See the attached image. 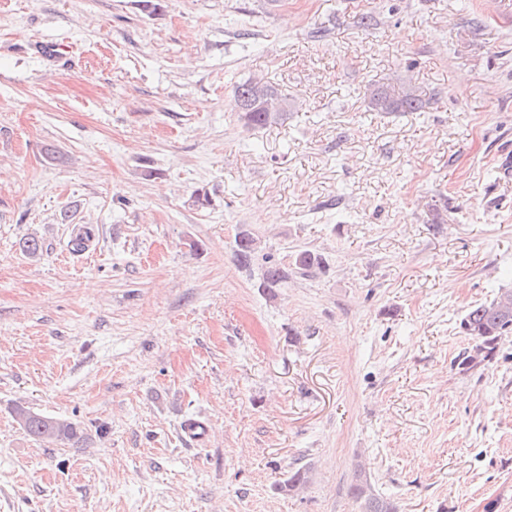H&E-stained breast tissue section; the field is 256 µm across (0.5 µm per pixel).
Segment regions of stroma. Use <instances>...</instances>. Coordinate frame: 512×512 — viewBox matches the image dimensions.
I'll return each instance as SVG.
<instances>
[{
  "label": "stroma",
  "mask_w": 512,
  "mask_h": 512,
  "mask_svg": "<svg viewBox=\"0 0 512 512\" xmlns=\"http://www.w3.org/2000/svg\"><path fill=\"white\" fill-rule=\"evenodd\" d=\"M154 2L0 0V512H361L359 474L395 512H512V334L458 363L512 287V0ZM252 78L284 120L239 119ZM243 226L323 264L269 298ZM365 98L368 107L375 112H418L423 107L422 100L411 91L394 96L383 86L375 84L366 87ZM260 240L249 229H241L234 238L235 255L243 265H250L258 252ZM474 345L461 355L460 365L473 367L489 358L498 340L512 332V289L501 288L489 301L471 306L460 322ZM14 416L30 437L41 442L70 441L77 435L73 423L44 416L25 406H17Z\"/></svg>",
  "instance_id": "obj_1"
}]
</instances>
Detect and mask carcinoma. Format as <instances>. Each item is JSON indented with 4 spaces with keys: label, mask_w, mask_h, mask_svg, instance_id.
<instances>
[{
    "label": "carcinoma",
    "mask_w": 512,
    "mask_h": 512,
    "mask_svg": "<svg viewBox=\"0 0 512 512\" xmlns=\"http://www.w3.org/2000/svg\"><path fill=\"white\" fill-rule=\"evenodd\" d=\"M234 94L240 119L248 127L260 129L276 124L288 112L287 98L261 82L250 79L240 82L234 86ZM365 98L368 107L375 112H418L423 107L422 100L411 91L394 96L375 84L366 87ZM259 245L260 240L255 233L249 229L240 230L234 238L238 261L243 265L251 264ZM265 263L260 287L273 297L276 288L288 279V271L268 256ZM321 264V256L308 249L296 252L292 261L294 268L302 274ZM460 328L474 341V345L463 352L460 365L473 367L489 358L498 340L512 332V289L502 288L493 299L471 306L462 318ZM14 416L30 437L41 442L70 441L77 435L73 423L44 416L25 406L16 407ZM354 493L362 500V512H394L390 502L368 491L367 485L362 482L355 485Z\"/></svg>",
    "instance_id": "carcinoma-1"
}]
</instances>
